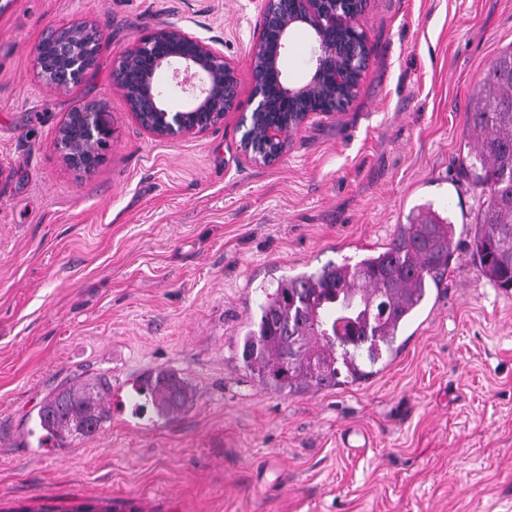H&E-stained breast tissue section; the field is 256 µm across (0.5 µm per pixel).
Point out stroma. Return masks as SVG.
<instances>
[{
  "instance_id": "35a3bbf8",
  "label": "stroma",
  "mask_w": 512,
  "mask_h": 512,
  "mask_svg": "<svg viewBox=\"0 0 512 512\" xmlns=\"http://www.w3.org/2000/svg\"><path fill=\"white\" fill-rule=\"evenodd\" d=\"M257 0H5L0 6V512H512V291L484 275L470 229L484 198L461 160L470 95L512 43V0H369L366 76L273 166L247 162ZM94 24L95 68L42 86L52 28ZM175 24L238 70L235 111L178 141L150 136L112 65ZM97 101L112 132L90 170L54 147ZM455 251L368 380L265 390L237 342L263 287L378 253L419 204ZM168 370L192 400L133 413L135 380ZM110 378L112 417L56 448L36 414L59 385Z\"/></svg>"
}]
</instances>
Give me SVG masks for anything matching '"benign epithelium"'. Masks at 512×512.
Returning <instances> with one entry per match:
<instances>
[{
  "instance_id": "obj_1",
  "label": "benign epithelium",
  "mask_w": 512,
  "mask_h": 512,
  "mask_svg": "<svg viewBox=\"0 0 512 512\" xmlns=\"http://www.w3.org/2000/svg\"><path fill=\"white\" fill-rule=\"evenodd\" d=\"M366 7L367 0H260L258 33L250 48L254 107L241 117L245 159L268 166L279 163L292 134L313 114L338 112L351 102L367 68L355 64L358 20ZM303 26L312 33L309 79L300 85L279 80L276 92L265 91L263 76L281 77L290 37ZM99 41L98 29L89 23L50 31L35 50L38 77L60 92L79 85L94 68ZM163 70L171 73L170 87L158 82ZM237 87L236 67L215 41L172 24L145 34L112 67V88L141 128L161 140L199 135L224 123L236 108ZM174 89L186 96V104L171 105ZM111 138L92 101L66 114L55 147L71 163L90 169L109 149Z\"/></svg>"
}]
</instances>
